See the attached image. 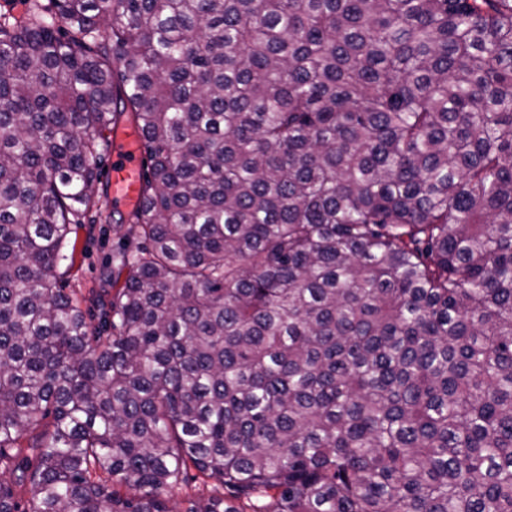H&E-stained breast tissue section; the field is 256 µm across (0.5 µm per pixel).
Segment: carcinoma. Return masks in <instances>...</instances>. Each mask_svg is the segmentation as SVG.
Wrapping results in <instances>:
<instances>
[{
	"label": "carcinoma",
	"instance_id": "obj_1",
	"mask_svg": "<svg viewBox=\"0 0 512 512\" xmlns=\"http://www.w3.org/2000/svg\"><path fill=\"white\" fill-rule=\"evenodd\" d=\"M0 469V512H512V0L0 14ZM108 136L99 189L102 210L111 212L112 217L109 223L97 221L91 224L86 220L77 229L74 265L64 277L67 291L77 292L83 309H96L101 268L122 243L113 227L119 213L127 216L129 210L124 207L134 209L137 206L142 193L144 152L138 131L128 126L116 129L113 136L112 132ZM108 182L113 202L124 207L112 204ZM215 486H217V482L214 480H209L207 485H203L200 482L190 481L189 486L186 488L187 493L184 491L177 496H173L169 499V506L173 510V512H185V510L189 507V501L194 500L196 495L210 496L217 495L220 496V492L222 489L215 490Z\"/></svg>",
	"mask_w": 512,
	"mask_h": 512
}]
</instances>
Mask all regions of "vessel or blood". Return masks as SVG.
<instances>
[{"label": "vessel or blood", "instance_id": "b4317fda", "mask_svg": "<svg viewBox=\"0 0 512 512\" xmlns=\"http://www.w3.org/2000/svg\"><path fill=\"white\" fill-rule=\"evenodd\" d=\"M113 162L108 176L114 203L135 208L140 201L143 184V158L138 131L131 126L115 130L112 136Z\"/></svg>", "mask_w": 512, "mask_h": 512}]
</instances>
